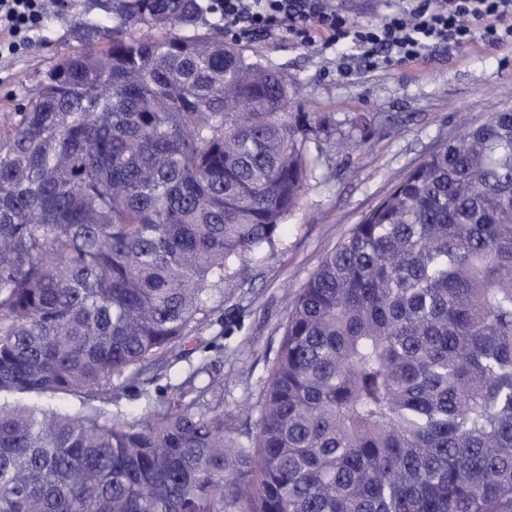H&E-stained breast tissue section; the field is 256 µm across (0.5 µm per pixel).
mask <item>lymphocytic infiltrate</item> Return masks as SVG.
Instances as JSON below:
<instances>
[{"label": "lymphocytic infiltrate", "instance_id": "f902f5d3", "mask_svg": "<svg viewBox=\"0 0 512 512\" xmlns=\"http://www.w3.org/2000/svg\"><path fill=\"white\" fill-rule=\"evenodd\" d=\"M50 0H0V58L17 53L41 26ZM237 37L288 31L300 44H349L363 60L384 55L402 65L423 61L443 44L476 39L512 44V0H419L371 22L337 15L331 0H207Z\"/></svg>", "mask_w": 512, "mask_h": 512}]
</instances>
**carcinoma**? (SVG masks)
<instances>
[{
	"label": "carcinoma",
	"mask_w": 512,
	"mask_h": 512,
	"mask_svg": "<svg viewBox=\"0 0 512 512\" xmlns=\"http://www.w3.org/2000/svg\"><path fill=\"white\" fill-rule=\"evenodd\" d=\"M96 8L0 127V512H512V108L322 258L242 443L216 363L147 373L298 204L288 87L199 0Z\"/></svg>",
	"instance_id": "obj_1"
}]
</instances>
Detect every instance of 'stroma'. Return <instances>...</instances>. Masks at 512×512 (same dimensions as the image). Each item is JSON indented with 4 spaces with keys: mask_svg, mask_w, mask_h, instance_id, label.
Returning <instances> with one entry per match:
<instances>
[{
    "mask_svg": "<svg viewBox=\"0 0 512 512\" xmlns=\"http://www.w3.org/2000/svg\"><path fill=\"white\" fill-rule=\"evenodd\" d=\"M95 16L93 0H68L46 16L26 50L0 61V121L80 50L78 24ZM241 44L287 83L288 122L299 130L309 172L274 248L248 257V279L226 277L224 303L236 306L235 316L214 323L203 334L208 349L171 362L161 379L176 381L204 357L220 365L224 418L243 442L242 413L262 396L283 338L286 296L303 288L322 257L425 156L512 107V47L438 46L409 69L366 65L346 47H304L285 31Z\"/></svg>",
    "mask_w": 512,
    "mask_h": 512,
    "instance_id": "obj_1",
    "label": "stroma"
}]
</instances>
